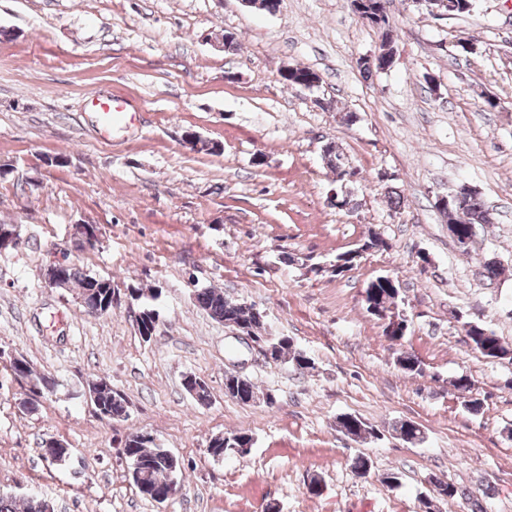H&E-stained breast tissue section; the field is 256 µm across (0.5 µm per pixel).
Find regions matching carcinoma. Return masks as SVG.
<instances>
[{"label": "carcinoma", "mask_w": 512, "mask_h": 512, "mask_svg": "<svg viewBox=\"0 0 512 512\" xmlns=\"http://www.w3.org/2000/svg\"><path fill=\"white\" fill-rule=\"evenodd\" d=\"M430 5L438 8L446 15H461L468 13L473 8L474 0H429ZM389 4V0H365L361 5L364 15L368 17V24L383 31V39L380 44V51L383 57L395 55L394 41L389 33L388 14L383 12V5ZM282 82L299 86L308 81L309 77L316 75V72L307 68H283L278 71ZM327 164L336 172V181L342 183L347 174L346 168L349 164L335 147H330L326 153ZM455 224L460 226L462 233L467 234L471 226H481L491 223L489 210L485 207L478 194H472L464 207L455 211ZM66 266V284L78 288V295L82 297L87 305L93 306L102 303L105 295L112 293V278L87 274L70 261H64ZM367 301L376 306L383 304L397 305L400 294L399 285L387 279L377 278L372 287L366 289ZM195 304L204 310L212 319L224 323L228 327L244 325L252 332L258 334L261 331L263 321L262 315L251 306L243 305L235 300L224 296V292L216 288H200L193 292ZM467 336L473 344L474 349L479 351L486 358H493L489 353L491 349L501 351L499 358L505 359L512 355V347L505 345L501 339L491 332L481 331L479 335H473L472 330H467ZM271 358L280 363H287L299 372L312 368V359L308 356L291 350V342L285 341L275 347ZM396 366L407 372L417 375L423 374L421 361L412 353L401 352L395 360ZM457 398L461 399L462 405L472 413L480 412V402L466 399V393L471 391L470 379L461 377L453 382ZM236 393L233 399L247 404L259 399L260 393L257 386L250 379H243L235 384ZM89 391L97 394L102 410L113 419H121L127 414V401L124 395L109 388H99L93 383ZM339 426L347 435L360 436L362 427L366 423L360 418L343 415L339 418ZM240 439L252 440V436L240 432L238 434L220 435L211 438L212 452L210 456L220 458L224 453L236 445ZM122 455L136 460L137 472L131 475L134 487L140 495L155 499L154 493L163 490L177 477L178 471L172 469L168 462V449L159 445L136 441V435L126 436ZM467 496V493L459 487L447 483L439 486L427 494V498H419L421 512H436L437 503L449 498L451 500ZM48 503L37 497H30L24 502L23 508H18L17 498L10 494H0V512H47Z\"/></svg>", "instance_id": "1"}]
</instances>
